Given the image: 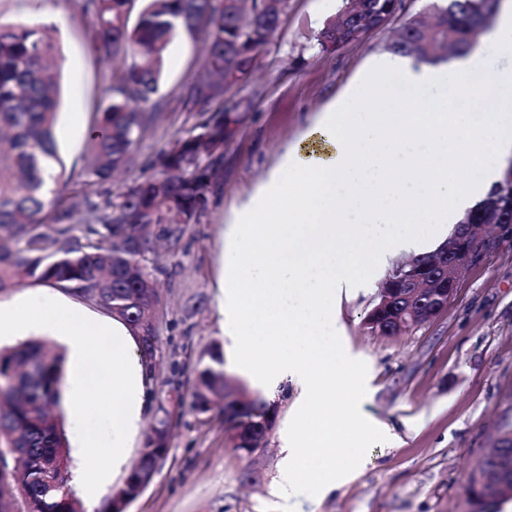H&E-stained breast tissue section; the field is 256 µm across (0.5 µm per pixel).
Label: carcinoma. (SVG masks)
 Segmentation results:
<instances>
[{"mask_svg":"<svg viewBox=\"0 0 512 512\" xmlns=\"http://www.w3.org/2000/svg\"><path fill=\"white\" fill-rule=\"evenodd\" d=\"M92 20L87 32L94 60L113 68L104 101L88 130L91 156L71 170L65 187L50 188L63 166L54 135L59 110L57 49L34 18H0V295L39 284L70 292L92 303L106 300L112 317L131 331L150 317L163 268L151 264L157 241L181 247L189 224L200 223L208 189L219 171L224 144L245 112L248 98L224 106L226 98L257 71L260 54L288 14V0H74ZM495 0H427L406 19L385 48L416 64L439 65L448 56L474 51L491 28ZM404 10V0H342L316 35L324 52H334L367 34L382 31ZM136 21L130 22L131 15ZM180 31L201 33L206 53L182 95L184 108L200 114L186 136H176L150 161L152 175L102 195L98 185L134 164L141 133L160 104L144 108L156 93L166 54ZM490 195L512 214V182L501 175ZM497 214L470 209L461 224H491ZM141 358L155 355L161 330L145 329ZM209 362L193 369L191 408L213 410L217 398L227 423L259 421L268 399L249 393L224 372V353L213 344ZM65 354L39 339L0 350V452L8 471L0 473V502L20 493L26 512H83L73 472L54 467L69 457L63 415L49 408L61 401ZM156 458L137 459L129 481L115 485L102 512L131 500L132 482L142 471L152 478ZM490 481L512 492V468L480 457Z\"/></svg>","mask_w":512,"mask_h":512,"instance_id":"carcinoma-1","label":"carcinoma"}]
</instances>
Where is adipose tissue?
<instances>
[{"instance_id":"obj_1","label":"adipose tissue","mask_w":512,"mask_h":512,"mask_svg":"<svg viewBox=\"0 0 512 512\" xmlns=\"http://www.w3.org/2000/svg\"><path fill=\"white\" fill-rule=\"evenodd\" d=\"M479 70L487 88L512 86L511 68L485 70L477 54L452 71L394 53L376 57L347 96L284 149L224 227L217 301L227 349L251 386L270 389L287 379L298 390L283 434V492L307 480L327 496L365 465L357 451L364 438L390 436L363 410L366 381L340 343L336 304L387 255L432 247L421 225L453 227L512 157V100L480 116L455 109ZM390 75L408 96L374 94ZM432 87L446 92L443 110L429 105ZM29 318L68 340L70 405L79 410L91 400L105 412L112 466L126 465V438L139 428L148 384L136 338L125 324L109 327L36 295L0 303V337L17 335ZM105 335L111 348L100 343ZM257 336L262 357L251 352ZM341 420L348 432L338 429ZM346 448L357 451L350 466L340 462ZM303 453L315 462L312 473L298 465Z\"/></svg>"}]
</instances>
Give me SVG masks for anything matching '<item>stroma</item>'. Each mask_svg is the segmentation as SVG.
Returning a JSON list of instances; mask_svg holds the SVG:
<instances>
[{"mask_svg":"<svg viewBox=\"0 0 512 512\" xmlns=\"http://www.w3.org/2000/svg\"><path fill=\"white\" fill-rule=\"evenodd\" d=\"M338 7V0H289L288 15L262 52L258 71L238 91L253 107L240 113L224 147V164L207 193L200 223L191 226L183 249L158 250L165 329L147 408L138 432L127 440L128 459L138 457L158 405L176 406V392L167 382L170 366L194 367L212 342L224 339L215 288L224 224L288 143L342 98L373 56L384 51L386 30L320 52L315 36ZM38 21L64 56L55 130L59 153L66 167L80 166L88 154L91 114L105 96L111 71L94 62L88 22L72 0H44ZM202 53V35L182 31L173 39L155 95L162 109L140 139L135 165L120 181L106 182L104 191L143 179L155 153L196 123L197 114L183 109L179 95ZM383 277L374 273L367 288L342 298L338 310L342 343L367 376L365 410L397 434L396 443H371L365 466L327 496L308 486L281 492V430L297 397L296 387L286 381L270 394L279 413L259 485L241 483L245 462L228 445L219 413L211 412L202 424L186 408L166 461L129 512H464L470 469L492 448L503 417L512 414V241H502L488 262L470 271L446 311L401 336H379L362 325ZM37 292L89 318L112 321L90 301L42 285L14 289L6 299Z\"/></svg>","mask_w":512,"mask_h":512,"instance_id":"1","label":"stroma"}]
</instances>
